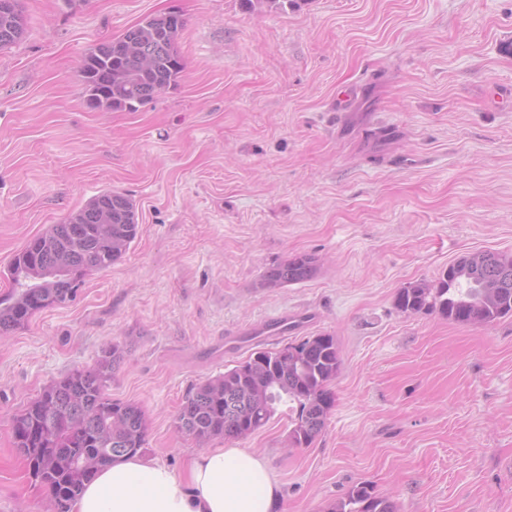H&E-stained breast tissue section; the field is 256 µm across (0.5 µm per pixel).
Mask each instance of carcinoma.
I'll return each instance as SVG.
<instances>
[{
	"label": "carcinoma",
	"instance_id": "carcinoma-1",
	"mask_svg": "<svg viewBox=\"0 0 512 512\" xmlns=\"http://www.w3.org/2000/svg\"><path fill=\"white\" fill-rule=\"evenodd\" d=\"M184 26L177 11L144 17L121 36L84 56L81 72L88 104L99 110L134 111L176 84L184 69L177 41ZM0 10V50L20 39ZM131 199L105 191L62 224L31 238L14 257L7 276L11 291L0 297V333L24 326L35 313L73 300L85 272L118 262L138 234ZM448 265L434 282L398 290L397 309L407 315L436 311L459 324H489L512 316V254L483 251ZM318 259L294 254L267 268L257 287L274 290L312 279ZM277 352L256 351L224 374L186 394L178 428L204 444L213 437L239 438L263 427L274 404L288 399L289 443L309 446L325 426L335 397L329 389L341 367L336 338L309 336ZM123 358L114 345L92 368L76 369L52 382L11 419L13 444L32 478L49 492L50 512H70L85 482L116 457L135 455L147 434L143 411L106 394L112 369ZM329 512H395L394 504L360 483Z\"/></svg>",
	"mask_w": 512,
	"mask_h": 512
}]
</instances>
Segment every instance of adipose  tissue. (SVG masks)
I'll return each instance as SVG.
<instances>
[{
    "label": "adipose tissue",
    "mask_w": 512,
    "mask_h": 512,
    "mask_svg": "<svg viewBox=\"0 0 512 512\" xmlns=\"http://www.w3.org/2000/svg\"><path fill=\"white\" fill-rule=\"evenodd\" d=\"M281 486L263 455L213 448L184 473L139 456L97 472L71 512H275Z\"/></svg>",
    "instance_id": "1"
}]
</instances>
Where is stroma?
Returning a JSON list of instances; mask_svg holds the SVG:
<instances>
[{"label":"stroma","mask_w":512,"mask_h":512,"mask_svg":"<svg viewBox=\"0 0 512 512\" xmlns=\"http://www.w3.org/2000/svg\"><path fill=\"white\" fill-rule=\"evenodd\" d=\"M0 50V293L33 236L106 190L135 204L124 257L0 339V512H45L10 419L119 345L107 393L147 417L143 457L183 472L188 390L258 350L335 336L336 402L313 443L285 408L251 448L277 512L371 483L397 512H512V317L406 315L400 288L468 252L512 254V0H21ZM179 11L185 68L134 111L90 109L93 46ZM347 100H338L340 90ZM296 253L317 275L256 283Z\"/></svg>","instance_id":"stroma-1"}]
</instances>
